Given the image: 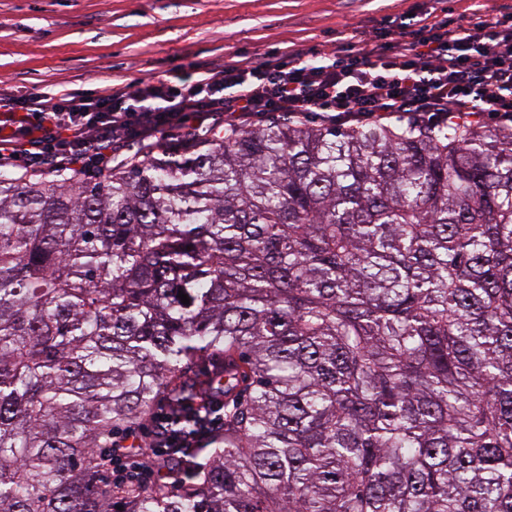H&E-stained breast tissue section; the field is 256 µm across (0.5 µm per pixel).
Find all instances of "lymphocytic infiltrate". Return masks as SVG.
<instances>
[{
  "instance_id": "1",
  "label": "lymphocytic infiltrate",
  "mask_w": 512,
  "mask_h": 512,
  "mask_svg": "<svg viewBox=\"0 0 512 512\" xmlns=\"http://www.w3.org/2000/svg\"><path fill=\"white\" fill-rule=\"evenodd\" d=\"M284 112L296 122L377 124L400 118L429 128L493 120L512 124V21L479 14L463 29L427 11H413L385 28L362 31L316 65L295 51L240 54L218 69L191 67L174 80L113 87L97 94L50 97L35 92L0 97V167L24 161L55 171L103 161L132 138L180 135L206 121L238 127L242 117ZM219 407L207 414L155 415L153 453L195 448L222 425ZM116 484L153 476L125 441L105 455Z\"/></svg>"
}]
</instances>
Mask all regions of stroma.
<instances>
[{
	"instance_id": "obj_1",
	"label": "stroma",
	"mask_w": 512,
	"mask_h": 512,
	"mask_svg": "<svg viewBox=\"0 0 512 512\" xmlns=\"http://www.w3.org/2000/svg\"><path fill=\"white\" fill-rule=\"evenodd\" d=\"M467 26L512 0H0V93L101 92L243 52L314 57L415 8Z\"/></svg>"
}]
</instances>
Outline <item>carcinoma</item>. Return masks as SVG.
I'll return each instance as SVG.
<instances>
[{
    "label": "carcinoma",
    "instance_id": "cac0c4a2",
    "mask_svg": "<svg viewBox=\"0 0 512 512\" xmlns=\"http://www.w3.org/2000/svg\"><path fill=\"white\" fill-rule=\"evenodd\" d=\"M219 397L189 480L107 483L119 428ZM0 512H512V131L0 173Z\"/></svg>",
    "mask_w": 512,
    "mask_h": 512
}]
</instances>
